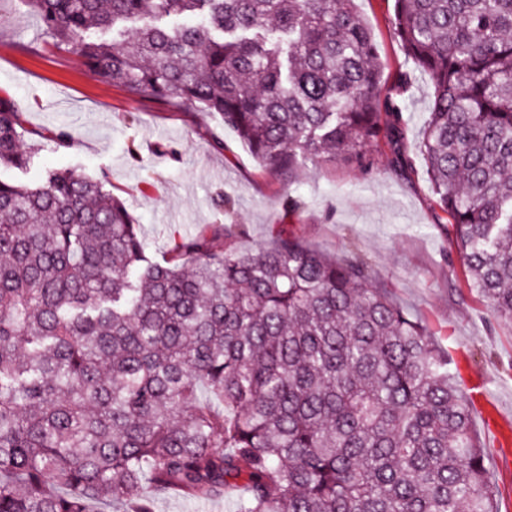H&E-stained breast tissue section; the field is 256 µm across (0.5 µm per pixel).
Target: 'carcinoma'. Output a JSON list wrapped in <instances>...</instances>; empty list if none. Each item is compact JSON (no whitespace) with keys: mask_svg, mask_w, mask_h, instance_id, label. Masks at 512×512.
<instances>
[{"mask_svg":"<svg viewBox=\"0 0 512 512\" xmlns=\"http://www.w3.org/2000/svg\"><path fill=\"white\" fill-rule=\"evenodd\" d=\"M134 96L217 112L263 169L393 141L353 0H23ZM434 96L419 153L469 276L512 321V0H394ZM97 30L104 34L89 39ZM0 98V168H26ZM224 405L217 410L212 402ZM458 368L365 262L283 224L148 256L106 182L0 180V512H494ZM158 512H234V500L221 499L206 505L198 504L184 498L168 497L156 494Z\"/></svg>","mask_w":512,"mask_h":512,"instance_id":"cac0c4a2","label":"carcinoma"}]
</instances>
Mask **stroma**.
Returning a JSON list of instances; mask_svg holds the SVG:
<instances>
[{
  "instance_id": "obj_1",
  "label": "stroma",
  "mask_w": 512,
  "mask_h": 512,
  "mask_svg": "<svg viewBox=\"0 0 512 512\" xmlns=\"http://www.w3.org/2000/svg\"><path fill=\"white\" fill-rule=\"evenodd\" d=\"M379 48L381 90L401 107L400 133L367 146L368 167L307 164L288 180L263 170L219 113L133 97L91 76L81 57L57 50L23 0H0V96L16 105L27 170L0 168V179L29 183L71 170L102 178L140 224L148 252L168 256L176 237L202 226L249 249L295 225L320 251L363 259L394 299L421 320L438 344L464 351V377L481 375L503 416L512 418V322L496 320L468 286L453 231L437 208L418 152L433 83L406 54L393 25L394 0H356ZM412 165L396 169L393 156ZM232 199L217 204L219 195ZM473 430L485 448L498 512H512V460L501 456L480 413Z\"/></svg>"
}]
</instances>
